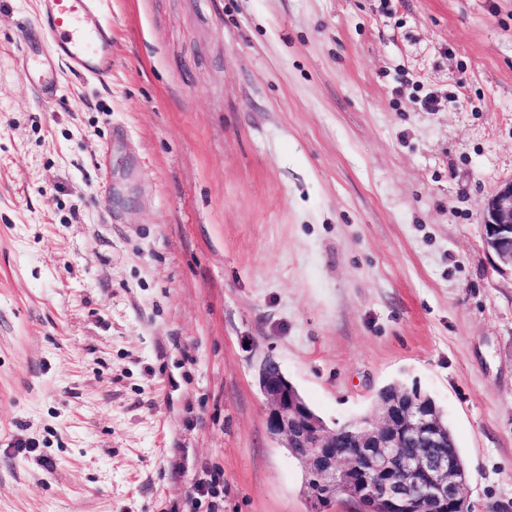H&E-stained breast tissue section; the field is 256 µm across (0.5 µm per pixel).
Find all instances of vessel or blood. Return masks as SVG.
I'll use <instances>...</instances> for the list:
<instances>
[{
	"label": "vessel or blood",
	"instance_id": "1",
	"mask_svg": "<svg viewBox=\"0 0 512 512\" xmlns=\"http://www.w3.org/2000/svg\"><path fill=\"white\" fill-rule=\"evenodd\" d=\"M105 0H46L42 19L22 25L19 38L27 56L19 62L34 94L56 98L54 58H61L73 75L94 79L112 69V27L104 19Z\"/></svg>",
	"mask_w": 512,
	"mask_h": 512
}]
</instances>
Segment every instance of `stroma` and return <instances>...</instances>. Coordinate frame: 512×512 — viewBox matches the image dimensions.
<instances>
[{
    "instance_id": "obj_1",
    "label": "stroma",
    "mask_w": 512,
    "mask_h": 512,
    "mask_svg": "<svg viewBox=\"0 0 512 512\" xmlns=\"http://www.w3.org/2000/svg\"><path fill=\"white\" fill-rule=\"evenodd\" d=\"M40 9L0 0V512H309L266 355L331 428L428 393L512 512V0H109L52 102ZM105 0H46L43 18L20 27L19 38L28 44V55L19 61L24 77L41 100L56 98L55 64L44 48L46 34L53 54L73 75L100 78L112 70V26L104 20ZM485 242L498 262L512 268V179L484 202Z\"/></svg>"
}]
</instances>
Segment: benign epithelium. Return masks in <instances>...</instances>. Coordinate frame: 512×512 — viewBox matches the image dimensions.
Masks as SVG:
<instances>
[{
	"label": "benign epithelium",
	"instance_id": "1",
	"mask_svg": "<svg viewBox=\"0 0 512 512\" xmlns=\"http://www.w3.org/2000/svg\"><path fill=\"white\" fill-rule=\"evenodd\" d=\"M485 242L512 268V179L484 202ZM259 381L267 401L266 429L284 448H302L298 461L315 496L345 494L359 512H472L469 476L448 451L434 400L419 391L392 390L371 414L352 423L350 448L336 451V430L300 401L271 356Z\"/></svg>",
	"mask_w": 512,
	"mask_h": 512
}]
</instances>
